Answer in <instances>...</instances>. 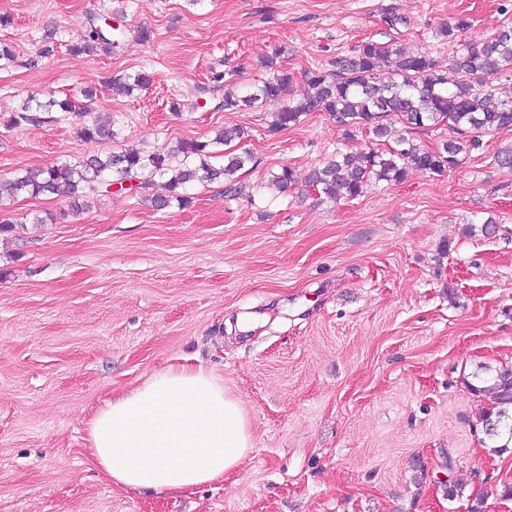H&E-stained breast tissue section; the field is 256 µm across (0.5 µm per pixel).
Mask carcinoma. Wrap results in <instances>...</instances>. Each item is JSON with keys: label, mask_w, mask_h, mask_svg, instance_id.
I'll list each match as a JSON object with an SVG mask.
<instances>
[{"label": "carcinoma", "mask_w": 512, "mask_h": 512, "mask_svg": "<svg viewBox=\"0 0 512 512\" xmlns=\"http://www.w3.org/2000/svg\"><path fill=\"white\" fill-rule=\"evenodd\" d=\"M467 26V20L460 18L440 29L439 36L450 47L444 69L428 52L408 48L393 37L386 42L371 39L347 55L336 56L328 69L306 72V94L288 103L284 97L293 76L274 59H266L263 67L268 75L256 91L240 97L228 90L222 107L227 112L272 107L273 131L295 126L312 112H325L348 134L355 130L372 134L381 146L338 154L309 171L307 185L330 201L355 199L372 183H401L411 170L441 176L480 149L481 136L512 127V97L502 98L493 88L495 81L512 79V24L503 23L481 42L460 40ZM124 28L122 23L100 25L90 17L78 30L72 50L110 53L120 47ZM384 69L390 74L387 80L379 76ZM149 83L148 74L137 72L126 76L121 86L130 92ZM53 108L70 113L76 106L68 98L42 102L31 97L12 116L11 124L31 122L34 114ZM434 126H446L456 137L437 149L423 148L411 138L414 131ZM241 134L239 127L224 128L209 141H185L171 149L94 154L74 164L27 169L10 181V189L14 195L73 199L87 189L133 181L148 171L155 178V192L145 197L147 206L156 211L175 205L183 208L189 204L185 190L195 183H223L226 193H238L236 175L253 162L251 152L225 153L218 165L211 158L215 157L213 146H224ZM79 135L90 141L114 137L111 114L95 113L80 127ZM293 183L294 170L283 166L272 174L267 188L284 193ZM465 384L490 401L481 418L485 446L495 453L512 446V366L479 365Z\"/></svg>", "instance_id": "obj_1"}]
</instances>
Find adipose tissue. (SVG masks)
Segmentation results:
<instances>
[{"label":"adipose tissue","mask_w":512,"mask_h":512,"mask_svg":"<svg viewBox=\"0 0 512 512\" xmlns=\"http://www.w3.org/2000/svg\"><path fill=\"white\" fill-rule=\"evenodd\" d=\"M86 431L89 455L113 485L152 493L223 479L253 446L245 411L223 380L186 363L105 401Z\"/></svg>","instance_id":"obj_1"}]
</instances>
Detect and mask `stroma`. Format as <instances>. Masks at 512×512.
Returning a JSON list of instances; mask_svg holds the SVG:
<instances>
[{"mask_svg": "<svg viewBox=\"0 0 512 512\" xmlns=\"http://www.w3.org/2000/svg\"><path fill=\"white\" fill-rule=\"evenodd\" d=\"M116 12V52L70 51L87 18ZM0 15V221L16 226L0 235V512H512V448L484 447L488 401L463 383L512 365V169L497 159L512 130L443 175L335 203L303 181L368 134L346 138L323 112L273 132L268 108L221 107L275 55L300 98L305 72L368 37L447 65L441 25L467 18L464 38L482 41L512 22V0H0ZM141 70L148 89L114 88ZM32 94L112 113L116 139L81 140L83 114L11 125ZM224 127L255 157L239 177L254 203L198 185L189 206L154 211L146 174L76 202L7 190L26 169ZM285 165L296 184L262 190ZM187 359L240 401L249 454L179 495L112 485L88 458V420Z\"/></svg>", "mask_w": 512, "mask_h": 512, "instance_id": "stroma-1", "label": "stroma"}]
</instances>
